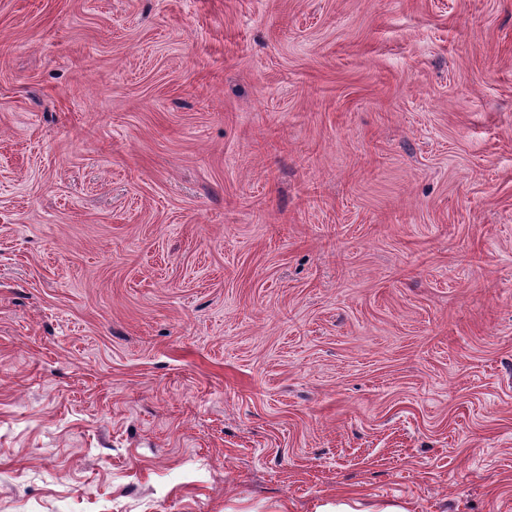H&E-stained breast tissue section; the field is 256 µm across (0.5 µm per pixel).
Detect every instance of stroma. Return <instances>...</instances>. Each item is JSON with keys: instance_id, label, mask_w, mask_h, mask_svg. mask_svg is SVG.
Masks as SVG:
<instances>
[{"instance_id": "stroma-1", "label": "stroma", "mask_w": 512, "mask_h": 512, "mask_svg": "<svg viewBox=\"0 0 512 512\" xmlns=\"http://www.w3.org/2000/svg\"><path fill=\"white\" fill-rule=\"evenodd\" d=\"M512 512V0H0V512ZM315 512H410L409 505L404 502L377 501L366 507L361 501L345 494H336L321 502Z\"/></svg>"}]
</instances>
